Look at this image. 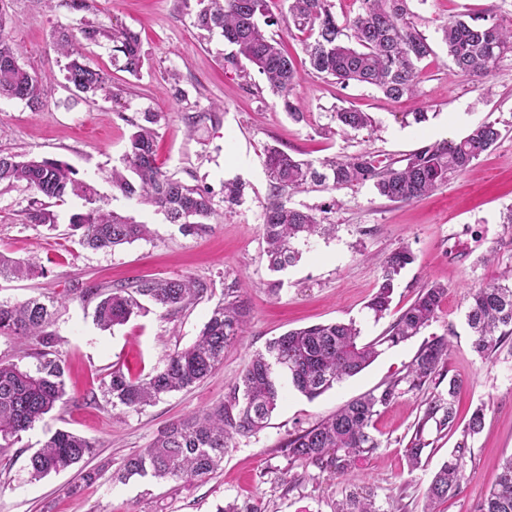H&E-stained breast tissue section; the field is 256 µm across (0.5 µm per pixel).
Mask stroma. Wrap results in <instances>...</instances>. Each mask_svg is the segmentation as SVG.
<instances>
[{"instance_id": "stroma-1", "label": "stroma", "mask_w": 512, "mask_h": 512, "mask_svg": "<svg viewBox=\"0 0 512 512\" xmlns=\"http://www.w3.org/2000/svg\"><path fill=\"white\" fill-rule=\"evenodd\" d=\"M412 20L433 53L420 64V96L387 101L375 88L341 86L310 73L301 33L270 27L294 57L300 73L293 92L304 118L292 120L259 74L239 78L224 62L231 47L220 33L194 25L197 0H97L78 14L59 0H0L6 30L22 51L21 62L44 79L42 110L25 101L0 99V150L69 164L78 179L92 184L97 204L137 222L150 234L116 249H91L69 233L72 214L84 202L70 197L56 206L55 226L27 223L37 201L24 185H0V252L38 260L46 276L0 280V302L30 298L56 300L52 329L55 351L66 368V405L56 407L0 461V512H215L227 501L255 503L260 512H335L336 503L357 488L373 490L381 505L399 512H423L433 474L447 459L458 436L443 435L419 468L409 470L405 446L420 411L421 396H406L374 418L381 448L348 473L303 467L280 448L289 432L307 428L347 402L389 381L410 364L424 340L448 337V373L462 382L457 399L459 424L484 407L483 428L472 441L462 492L442 512H474L494 486L499 465L512 456V340L493 359L471 347L465 312L472 288L512 274V53L490 78L492 92L453 74L441 40V25L455 14L497 15L512 19V0H411ZM125 25L139 34L142 67L138 76L112 63V44H84L85 61L109 78L107 91L79 92L67 81L65 60L55 49L59 32L78 35L81 27ZM371 115V127L323 136L338 108ZM427 112L421 124L411 112ZM159 115L157 162L185 184L208 188L215 209L211 231L183 236L154 207L113 190L107 176L121 166L130 122L140 113ZM497 123L496 145L463 174L432 195L411 203L380 197L372 185L313 190L293 195V207L326 212L335 236L317 238L301 260L281 273L270 272L262 256V214L268 184L264 150L275 145L289 154L318 161L370 152L383 162L403 159L421 146L460 140L476 124ZM245 185L241 203L224 206V183ZM408 246L415 260L398 277L389 317L368 318L365 304L375 292L385 257ZM188 276L205 285L196 301L164 318L145 303L122 325L101 329L93 304L79 297L93 284H130L141 279ZM278 291H271L272 282ZM239 283L249 316L245 335L224 350V361L195 387L162 396L140 410L113 409L103 383L113 366L149 373L163 366L175 348L191 345L224 288ZM443 285L436 319L420 335L386 349L366 369L316 399L290 391L269 426L237 438L224 452L216 473L202 479L156 482L138 476L126 482L111 474L124 458L149 447L160 430L188 413L223 401L249 357L291 329L317 323L356 321L363 341L385 334L392 317L405 309L427 283ZM90 439L96 455L89 467L106 470L97 483L70 494L76 470L34 481L28 459L56 430Z\"/></svg>"}]
</instances>
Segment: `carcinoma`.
Wrapping results in <instances>:
<instances>
[{
    "instance_id": "obj_1",
    "label": "carcinoma",
    "mask_w": 512,
    "mask_h": 512,
    "mask_svg": "<svg viewBox=\"0 0 512 512\" xmlns=\"http://www.w3.org/2000/svg\"><path fill=\"white\" fill-rule=\"evenodd\" d=\"M274 2L207 0L196 13L195 25L207 32L220 30L224 40L234 47L225 61L243 79L250 77L248 67L256 68L294 120L302 119L292 98L298 73L281 42L262 28L264 24L283 23L289 30L307 34L305 52L310 68L319 75L345 85L353 81L372 86L390 100L418 94V64L433 50L411 20L410 0H360L361 10L344 23L336 18L332 0H283L287 10L278 16L271 10ZM441 31L453 72L482 86L489 82L504 55L512 51V22L504 24L490 15L452 17ZM80 33L87 42L101 37L110 40L112 60L122 62L123 71L138 74L140 39L130 28L118 24L110 28L90 26ZM57 50L68 59L66 79L78 91L95 94L106 89L107 76L81 61L83 55L72 37L62 35ZM20 56V47L5 32L0 13V98L20 99L40 110L44 107L42 78L25 68ZM333 119L344 132L372 126L369 113L350 107L334 112ZM157 122L158 115L153 112H145L142 121L132 122L134 131L128 140L124 167H114L110 174L112 187L164 212L182 235L202 236L211 229L206 220L214 214L212 199L208 192L186 185L157 166L153 128ZM500 137L496 123L484 121L459 141L420 147L399 167L384 165L366 152L327 158L316 165L277 146L267 147L264 164L268 203L261 233L269 270H286L301 259L299 245L336 231V225L323 223L315 213L289 205L292 194L313 187L336 190L370 183L379 196L409 203L465 172ZM0 183H23L57 203L73 195L90 204L70 217L72 230L80 233L81 243L90 248H114L149 233L143 223L94 206L95 189L78 180L65 162L0 152ZM243 195V183L224 182L225 207L240 204ZM26 221L52 226L57 223V215L42 205L28 210ZM413 262V253L404 246L385 258L381 283L366 305L375 320L387 315L395 281L401 270ZM42 274V266L0 253L1 279H28ZM204 291L189 277L142 279L128 286L103 288L94 284L80 289L79 297L97 300L94 319L101 328L110 329L125 324L142 309L141 297L171 315ZM446 292L447 288L438 283L425 284L386 334L369 342L361 340V328L353 320L290 330L269 341L265 351L251 356L224 401L167 426L149 447L126 457L113 478L123 481L139 476L177 481L209 476L224 461V449L232 440L252 436L267 427L285 387L313 400L357 375L383 353V347L398 346L427 328L436 318ZM52 315L49 306L37 298L0 303V335L16 340L23 357L38 361L33 372L13 360L0 361V455L7 453L19 442L21 434L46 414L66 404L65 365L53 351L56 334L51 330ZM246 317L241 289L227 285L196 340L174 350L163 368L145 379H135L121 368L112 369L107 384L112 408L138 410L206 379L223 362L224 348L244 336ZM466 321L473 333V350L483 358H491L512 337V278L472 289ZM449 352L450 342L445 336L423 342L403 374L350 401L315 425L288 434L281 447L295 463L343 475L382 447V441L371 432L373 418L380 410L406 395L433 387L435 392L423 401L406 444L408 466L416 469L425 451L434 447L432 433L455 427L454 398L459 383L447 377ZM445 380L447 389L438 390ZM483 418L484 408H476L461 439L434 474L425 494L426 512H438L442 503L461 492L466 459L472 456L469 438L478 433ZM94 448V443L84 436L57 430L30 455L31 479L37 481L71 469L92 456ZM336 512L389 510L376 503L373 491L362 490L346 495L336 504ZM477 512H512V455L504 461L495 487L479 502Z\"/></svg>"
}]
</instances>
